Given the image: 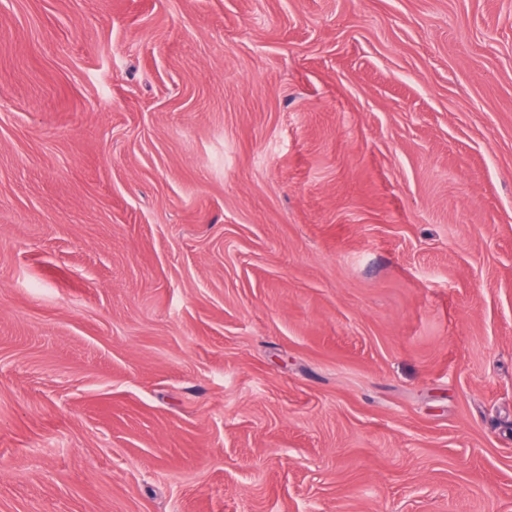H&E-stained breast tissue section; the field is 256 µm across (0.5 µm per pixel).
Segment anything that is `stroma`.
Here are the masks:
<instances>
[{"label": "stroma", "instance_id": "35a3bbf8", "mask_svg": "<svg viewBox=\"0 0 512 512\" xmlns=\"http://www.w3.org/2000/svg\"><path fill=\"white\" fill-rule=\"evenodd\" d=\"M0 512H512V0H0Z\"/></svg>", "mask_w": 512, "mask_h": 512}]
</instances>
